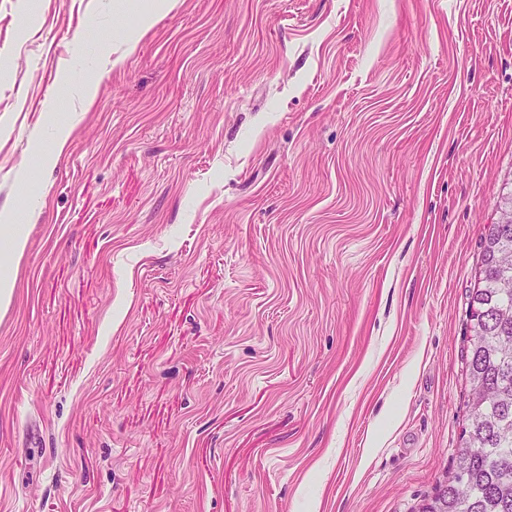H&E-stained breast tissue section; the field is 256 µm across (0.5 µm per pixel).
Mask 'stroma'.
Returning <instances> with one entry per match:
<instances>
[{
	"label": "stroma",
	"instance_id": "obj_1",
	"mask_svg": "<svg viewBox=\"0 0 512 512\" xmlns=\"http://www.w3.org/2000/svg\"><path fill=\"white\" fill-rule=\"evenodd\" d=\"M138 2L0 0V512H416L512 174V0H176L128 49ZM0 223V239L6 245L0 252V264L12 266L17 271L27 249V235L23 233L21 225L12 224L11 216L0 214Z\"/></svg>",
	"mask_w": 512,
	"mask_h": 512
}]
</instances>
